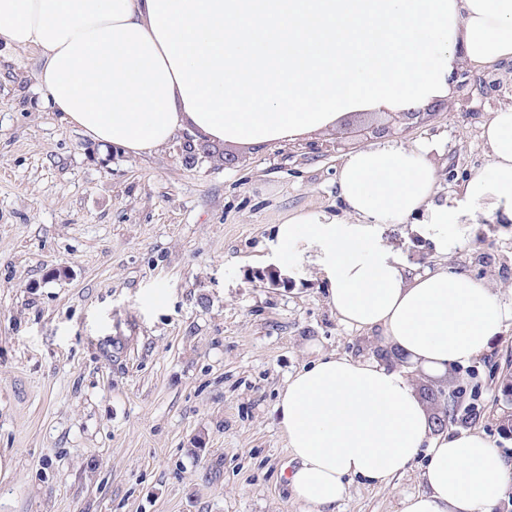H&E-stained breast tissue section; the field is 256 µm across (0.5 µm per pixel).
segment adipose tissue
I'll use <instances>...</instances> for the list:
<instances>
[{"instance_id": "adipose-tissue-1", "label": "adipose tissue", "mask_w": 512, "mask_h": 512, "mask_svg": "<svg viewBox=\"0 0 512 512\" xmlns=\"http://www.w3.org/2000/svg\"><path fill=\"white\" fill-rule=\"evenodd\" d=\"M0 41L38 52L42 106L96 144L151 154L188 132L257 146L448 100L457 70L512 61V0H0ZM481 146L487 166L443 199L437 144L359 148L338 169L341 212L276 226L278 279L309 259L340 322L381 349L320 357L279 394L289 487L315 512L348 478L382 485L420 456L425 489L400 512H493L512 481L480 434L434 431L414 383L478 359L512 320L498 285L443 263L473 224H512V103L489 112ZM390 224L441 264L392 253Z\"/></svg>"}]
</instances>
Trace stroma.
I'll return each instance as SVG.
<instances>
[{
  "mask_svg": "<svg viewBox=\"0 0 512 512\" xmlns=\"http://www.w3.org/2000/svg\"><path fill=\"white\" fill-rule=\"evenodd\" d=\"M35 51L0 42V512H311L275 405L314 350L366 358L313 265H263L275 224L340 208L338 167L387 140L441 138V195L485 167L481 126L512 102V65L473 68L449 107L412 124L354 115L265 147L179 141L130 157L96 149L40 106ZM448 264L512 301V231L474 225ZM512 321L449 371L453 428L512 458ZM416 461L388 484L349 482L335 512H399L423 490Z\"/></svg>",
  "mask_w": 512,
  "mask_h": 512,
  "instance_id": "35a3bbf8",
  "label": "stroma"
}]
</instances>
